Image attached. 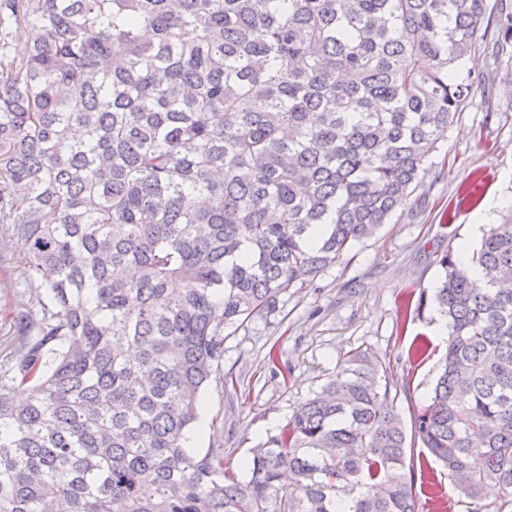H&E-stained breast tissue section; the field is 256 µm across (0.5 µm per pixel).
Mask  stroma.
<instances>
[{
    "label": "stroma",
    "mask_w": 512,
    "mask_h": 512,
    "mask_svg": "<svg viewBox=\"0 0 512 512\" xmlns=\"http://www.w3.org/2000/svg\"><path fill=\"white\" fill-rule=\"evenodd\" d=\"M475 68L482 85L426 163L422 208L397 211L308 287L281 295L273 316L226 337L222 377L202 391L205 432L197 452L223 449L225 470L243 477L250 449L277 432L355 348L389 362L404 423L426 405L446 336L432 300L419 295L438 281L443 252L475 247L485 226L512 209V61L490 67L480 54ZM23 314L39 316L40 305L13 239L0 247V370L22 339ZM418 337L430 339L433 350L412 363L408 349ZM273 349L276 367L268 361Z\"/></svg>",
    "instance_id": "1"
}]
</instances>
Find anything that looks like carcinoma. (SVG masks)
Instances as JSON below:
<instances>
[{
    "instance_id": "obj_1",
    "label": "carcinoma",
    "mask_w": 512,
    "mask_h": 512,
    "mask_svg": "<svg viewBox=\"0 0 512 512\" xmlns=\"http://www.w3.org/2000/svg\"><path fill=\"white\" fill-rule=\"evenodd\" d=\"M0 232L41 318L0 374V512H418L390 367L362 349L226 478L188 448L224 336L399 209L499 64L488 0H0ZM151 30L146 41L141 30ZM434 302L414 437L469 512H512V212ZM481 271L475 278L470 269ZM184 284L179 292L171 285ZM30 384L36 395L14 399ZM498 497L484 502V491ZM4 19H6V26H9L8 24H13L12 20L8 21L5 14H1L0 11V36L2 31H4ZM1 36L0 40V56L5 54L8 59L18 61L21 59V57L24 56L26 52V46H27V40L28 37L24 33L20 35H9L8 38L3 41ZM5 42V44H4Z\"/></svg>"
}]
</instances>
